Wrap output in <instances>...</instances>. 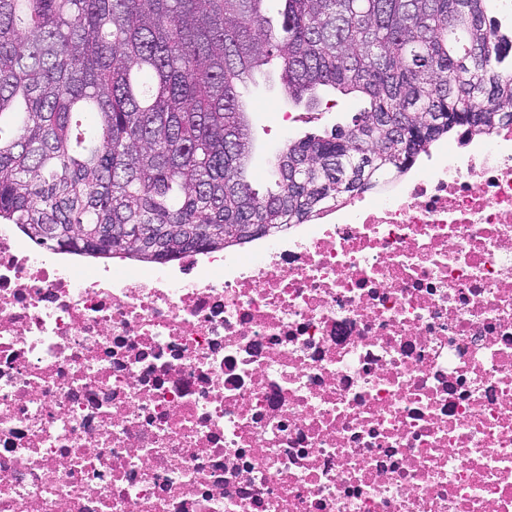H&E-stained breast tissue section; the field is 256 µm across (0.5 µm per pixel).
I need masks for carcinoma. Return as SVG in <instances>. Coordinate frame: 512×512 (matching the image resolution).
Returning a JSON list of instances; mask_svg holds the SVG:
<instances>
[{"mask_svg": "<svg viewBox=\"0 0 512 512\" xmlns=\"http://www.w3.org/2000/svg\"><path fill=\"white\" fill-rule=\"evenodd\" d=\"M0 0V223L49 249L154 263L303 224L431 144L512 116L490 0ZM364 96L288 141L261 194L239 87Z\"/></svg>", "mask_w": 512, "mask_h": 512, "instance_id": "carcinoma-1", "label": "carcinoma"}]
</instances>
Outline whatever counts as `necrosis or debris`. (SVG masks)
I'll list each match as a JSON object with an SVG mask.
<instances>
[{
  "label": "necrosis or debris",
  "mask_w": 512,
  "mask_h": 512,
  "mask_svg": "<svg viewBox=\"0 0 512 512\" xmlns=\"http://www.w3.org/2000/svg\"><path fill=\"white\" fill-rule=\"evenodd\" d=\"M246 252L0 225V512H512V125Z\"/></svg>",
  "instance_id": "1"
}]
</instances>
